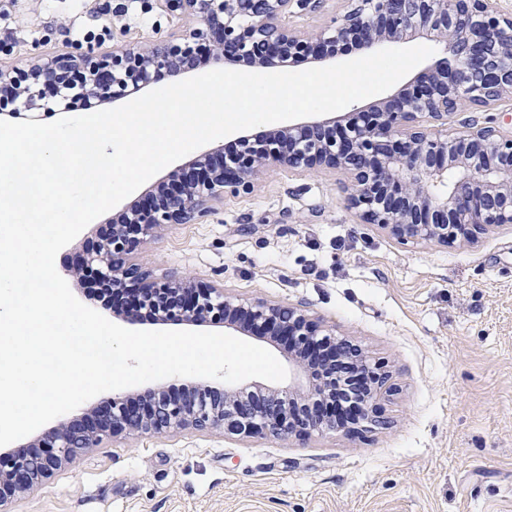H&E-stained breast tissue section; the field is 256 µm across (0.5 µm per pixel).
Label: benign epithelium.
<instances>
[{"label": "benign epithelium", "mask_w": 512, "mask_h": 512, "mask_svg": "<svg viewBox=\"0 0 512 512\" xmlns=\"http://www.w3.org/2000/svg\"><path fill=\"white\" fill-rule=\"evenodd\" d=\"M170 13L193 16L196 25L147 47L115 44L112 50H64L35 67L0 68V113L16 122L41 121L75 107L90 110L126 99L157 76L172 79L198 67L244 63L255 69L309 58L323 59L340 43L370 55L411 38L442 43L448 59L436 63L408 92H397L339 126L333 118L277 127L255 141L241 140L230 158L205 157L189 175L161 185L93 249L78 255L73 271H86L133 302L127 320L142 321L139 307L160 322L198 326L224 321L240 333L252 327L288 343L293 377L285 388L257 383L227 387L216 401L188 393L154 394L146 404L125 396L91 414L42 432L16 456L0 458V512L14 498L50 478L104 436L224 430L303 438L343 431L384 429L377 410L394 390L393 374L362 344L324 328L305 306L242 298L222 281L188 276L157 278L136 254L168 224H194L217 211L224 196L253 193L259 174L339 175L347 183V208L403 245L473 244L479 235L512 227V129L484 118L448 119L471 109L489 112L512 99V14L497 0H342L339 15L311 30L288 25L293 7L316 13L326 0H160ZM350 361L370 381L353 418L318 408L336 403L348 383L336 380V362Z\"/></svg>", "instance_id": "7a95c632"}]
</instances>
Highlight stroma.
Instances as JSON below:
<instances>
[{
    "instance_id": "35a3bbf8",
    "label": "stroma",
    "mask_w": 512,
    "mask_h": 512,
    "mask_svg": "<svg viewBox=\"0 0 512 512\" xmlns=\"http://www.w3.org/2000/svg\"><path fill=\"white\" fill-rule=\"evenodd\" d=\"M107 21L112 42L134 45L193 24L159 0H0V66H29ZM147 191L55 258L74 296L122 327L68 271ZM345 196L334 176L270 173L198 223L167 225L137 260L157 277L308 304L390 366L388 428L304 441L219 430L106 437L12 512H512V229L471 246L402 245L356 223Z\"/></svg>"
}]
</instances>
